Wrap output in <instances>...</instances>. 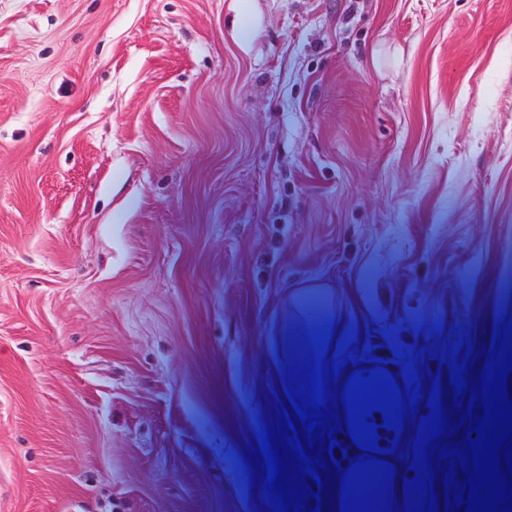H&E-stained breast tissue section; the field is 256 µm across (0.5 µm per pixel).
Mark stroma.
<instances>
[{"instance_id": "1", "label": "stroma", "mask_w": 512, "mask_h": 512, "mask_svg": "<svg viewBox=\"0 0 512 512\" xmlns=\"http://www.w3.org/2000/svg\"><path fill=\"white\" fill-rule=\"evenodd\" d=\"M293 288L512 318V0H0V512H260Z\"/></svg>"}]
</instances>
